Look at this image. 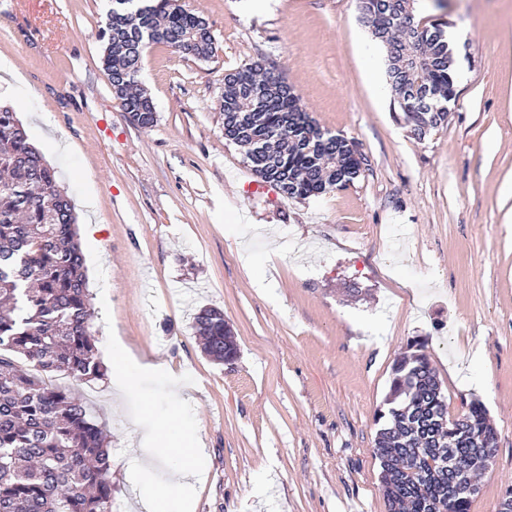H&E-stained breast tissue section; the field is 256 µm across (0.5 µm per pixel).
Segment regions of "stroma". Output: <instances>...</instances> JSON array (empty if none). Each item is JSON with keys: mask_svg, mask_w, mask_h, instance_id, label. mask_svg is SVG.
I'll use <instances>...</instances> for the list:
<instances>
[{"mask_svg": "<svg viewBox=\"0 0 512 512\" xmlns=\"http://www.w3.org/2000/svg\"><path fill=\"white\" fill-rule=\"evenodd\" d=\"M203 16L206 62L161 44L142 86L157 120L124 112L100 63L110 0H0V101L57 171L102 262L85 273L99 353L140 362L131 386L52 385L110 436L113 512L165 495L179 467L158 439L173 383L204 448L185 512H388L374 440L392 368L421 343L450 416L482 402L497 452L470 512L512 485V0H447L457 97L417 138L391 107L385 51L357 0H181ZM263 61L318 126L354 140L365 170L307 200L263 191L224 139V75ZM238 346L211 361L199 309Z\"/></svg>", "mask_w": 512, "mask_h": 512, "instance_id": "35a3bbf8", "label": "stroma"}]
</instances>
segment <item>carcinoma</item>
Returning <instances> with one entry per match:
<instances>
[{"instance_id":"1","label":"carcinoma","mask_w":512,"mask_h":512,"mask_svg":"<svg viewBox=\"0 0 512 512\" xmlns=\"http://www.w3.org/2000/svg\"><path fill=\"white\" fill-rule=\"evenodd\" d=\"M417 0H358L362 22L386 54L388 83L414 135L448 121L455 100L448 23L416 16ZM101 63L124 111L142 128L156 121L140 85L146 47L208 61L207 21L178 0H112ZM224 139L247 148L262 182L291 199L345 187L364 171L354 142L309 118L282 76L261 62L224 75ZM77 216L55 169L29 142L17 109L0 104V512H112L109 440L89 405L40 374L92 382L105 376L78 243ZM195 333L221 363L235 341L224 312L204 308ZM375 439L389 512H470L464 477H479L497 451L486 408L448 415L441 384L423 354L398 360Z\"/></svg>"}]
</instances>
